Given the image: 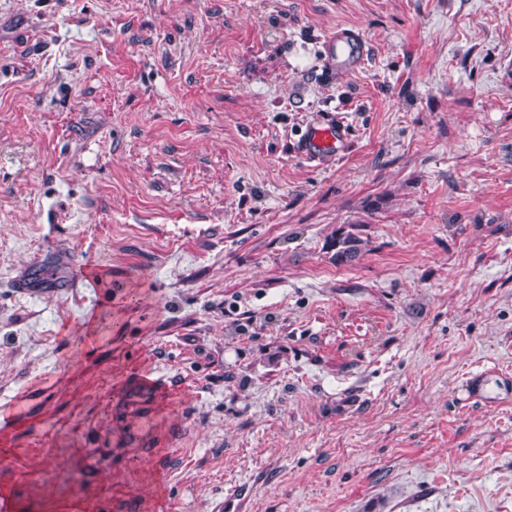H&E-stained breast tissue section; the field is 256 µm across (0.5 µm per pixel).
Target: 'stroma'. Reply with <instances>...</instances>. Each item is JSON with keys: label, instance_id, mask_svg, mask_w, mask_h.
Returning <instances> with one entry per match:
<instances>
[{"label": "stroma", "instance_id": "1", "mask_svg": "<svg viewBox=\"0 0 512 512\" xmlns=\"http://www.w3.org/2000/svg\"><path fill=\"white\" fill-rule=\"evenodd\" d=\"M12 408L15 512H512V0H0ZM362 39L356 32L350 29H338L327 40V48L336 56L337 63H344L352 68L357 65L359 54L354 51V46H361ZM348 135V127L341 120L312 124L302 135V153L309 163L316 164L327 157H341L347 150ZM359 225L349 224L336 229L331 235L327 247L334 250V259L341 265L351 264L359 259L365 249L364 240L360 237Z\"/></svg>", "mask_w": 512, "mask_h": 512}]
</instances>
